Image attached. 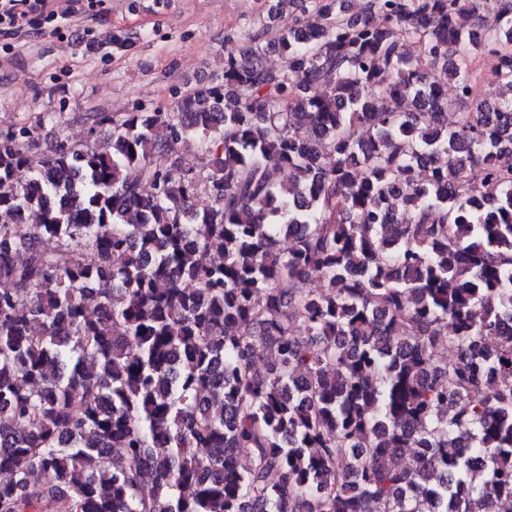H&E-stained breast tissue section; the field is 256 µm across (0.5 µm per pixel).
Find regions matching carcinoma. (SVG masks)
<instances>
[{"label": "carcinoma", "instance_id": "cac0c4a2", "mask_svg": "<svg viewBox=\"0 0 512 512\" xmlns=\"http://www.w3.org/2000/svg\"><path fill=\"white\" fill-rule=\"evenodd\" d=\"M299 2L281 69L0 133V512L512 505V0Z\"/></svg>", "mask_w": 512, "mask_h": 512}]
</instances>
